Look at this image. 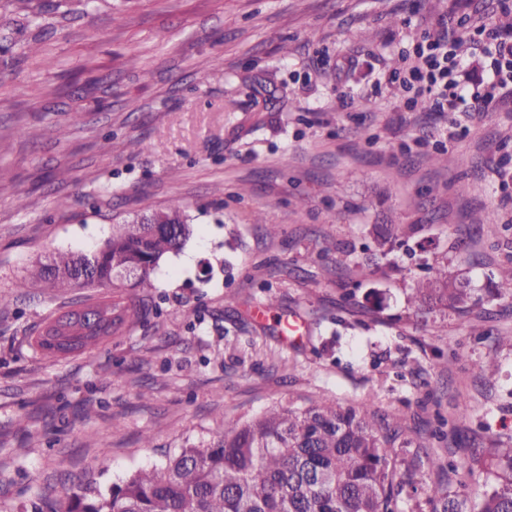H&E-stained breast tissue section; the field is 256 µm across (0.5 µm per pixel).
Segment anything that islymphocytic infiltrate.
Instances as JSON below:
<instances>
[{"label": "lymphocytic infiltrate", "instance_id": "1", "mask_svg": "<svg viewBox=\"0 0 512 512\" xmlns=\"http://www.w3.org/2000/svg\"><path fill=\"white\" fill-rule=\"evenodd\" d=\"M464 28L473 44L489 58L487 77L480 90L464 97V87L457 79L462 63L443 32L417 42L403 56V71L385 79L386 84L397 82L408 91L405 109H413L420 99L429 102L431 111L440 113L456 111L467 100L485 108L495 101L497 90L512 88V39L485 20L465 23Z\"/></svg>", "mask_w": 512, "mask_h": 512}]
</instances>
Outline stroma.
Listing matches in <instances>:
<instances>
[{"label": "stroma", "mask_w": 512, "mask_h": 512, "mask_svg": "<svg viewBox=\"0 0 512 512\" xmlns=\"http://www.w3.org/2000/svg\"><path fill=\"white\" fill-rule=\"evenodd\" d=\"M484 14L504 19L495 0H0V512L108 490L280 401L400 419L404 512L431 510L428 457L454 483L476 467L452 433L512 436L493 340L512 335V95L441 116L370 93L401 48ZM174 199L191 234L146 320L42 352L60 302L19 296L30 266ZM443 265L478 304L417 313L411 288ZM271 296L302 340L254 316Z\"/></svg>", "instance_id": "35a3bbf8"}]
</instances>
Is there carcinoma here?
Returning a JSON list of instances; mask_svg holds the SVG:
<instances>
[{
  "label": "carcinoma",
  "mask_w": 512,
  "mask_h": 512,
  "mask_svg": "<svg viewBox=\"0 0 512 512\" xmlns=\"http://www.w3.org/2000/svg\"><path fill=\"white\" fill-rule=\"evenodd\" d=\"M191 233L178 201L118 224L90 254L58 253L38 262L22 288L60 292L112 284V297L83 304L112 326L103 335L119 336L142 323L146 301L135 293L153 287L159 260L179 250ZM132 264L136 277L118 275ZM408 301L419 311L467 310L478 303L468 283L446 267H433L416 281ZM48 324L60 336H85L89 348L98 332L67 322L61 312ZM411 444L400 420H388L373 403L340 406L311 400L303 407L279 403L248 420L226 421L205 444H191L160 465L130 472L108 492L90 487L66 494L64 512H399L404 481L391 451ZM483 474L469 473L483 490L472 501L465 482L455 489L428 487L432 512H512V437L493 448H474Z\"/></svg>",
  "instance_id": "obj_1"
}]
</instances>
